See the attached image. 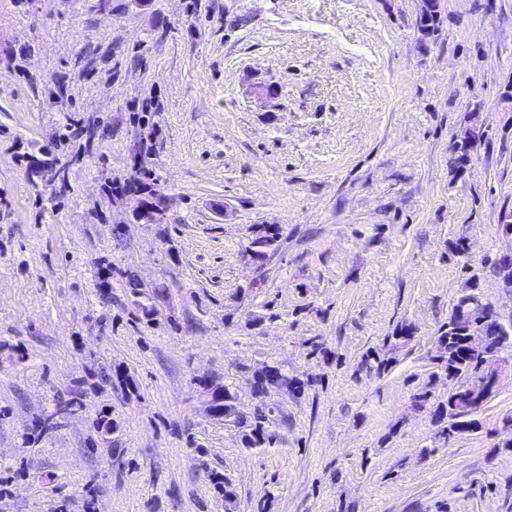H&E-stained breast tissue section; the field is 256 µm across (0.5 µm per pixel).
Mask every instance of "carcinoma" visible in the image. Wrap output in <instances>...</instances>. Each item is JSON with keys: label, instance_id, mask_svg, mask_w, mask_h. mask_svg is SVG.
Returning a JSON list of instances; mask_svg holds the SVG:
<instances>
[{"label": "carcinoma", "instance_id": "1", "mask_svg": "<svg viewBox=\"0 0 512 512\" xmlns=\"http://www.w3.org/2000/svg\"><path fill=\"white\" fill-rule=\"evenodd\" d=\"M438 5L435 0H425L420 16V32L424 36H433L438 31ZM481 142V139L469 141L463 139L456 143L454 147L455 157L450 161L451 166H464L470 161V154L475 146ZM277 238V230L271 224H262L256 230L254 238L251 239L245 251L253 254L255 260L265 259L270 249H272ZM460 314L473 316L472 323L477 324L479 320L484 319L490 314V303L482 300L481 296L474 292H464L457 299L450 314L448 321L439 329L437 342L439 347L436 354L431 357L435 371L431 376L440 374L452 377L460 386L469 385L477 377L481 358L472 353L462 342L461 337L453 333L455 319ZM413 336V328L408 324L397 326L393 334L387 337V351L379 353L377 351L366 355L363 364L376 370L381 375L391 368L394 361L392 354L401 346L409 343ZM256 387L264 392L268 388L282 389L292 388L288 377L284 375L279 368L275 366H266L260 370L255 379ZM413 406L417 409L425 407L432 408V421L436 426L434 440L443 446H447L461 435L462 430L457 427V423L448 421L449 402H443L435 398L430 387L425 386L412 396ZM266 420L265 411L259 410L251 417L243 416L237 409L236 397L229 390L224 389V422L232 423L242 432L243 442L247 448H262L272 442V435L266 432L264 426Z\"/></svg>", "mask_w": 512, "mask_h": 512}]
</instances>
